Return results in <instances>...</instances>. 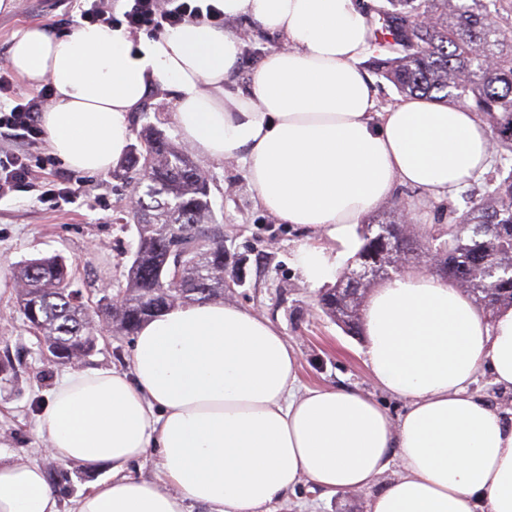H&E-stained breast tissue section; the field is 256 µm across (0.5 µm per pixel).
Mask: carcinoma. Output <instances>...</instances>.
Segmentation results:
<instances>
[{"mask_svg":"<svg viewBox=\"0 0 512 512\" xmlns=\"http://www.w3.org/2000/svg\"><path fill=\"white\" fill-rule=\"evenodd\" d=\"M375 44L372 62L404 98L468 108L490 128L496 164L481 195L461 193L465 208L458 223L470 230L448 232L441 242L448 282L463 290L489 317L512 307V0H384L374 8ZM429 22H415L419 13ZM138 137L150 147L135 158L148 181L132 213L138 244L127 268L121 306L101 297L95 310L59 255L34 258L16 272L15 296L24 323L38 342L39 355L54 364H75L96 347V332L112 336L137 333L141 324L176 305L224 298V227L217 223L209 181L180 147L150 126ZM363 244L357 262L378 249L358 229ZM185 256L181 277L171 288L175 262ZM372 282L351 293L343 280L319 298L323 312L349 333L361 332L362 306ZM101 329H96L93 317ZM23 367L0 355V382L14 383Z\"/></svg>","mask_w":512,"mask_h":512,"instance_id":"1","label":"carcinoma"}]
</instances>
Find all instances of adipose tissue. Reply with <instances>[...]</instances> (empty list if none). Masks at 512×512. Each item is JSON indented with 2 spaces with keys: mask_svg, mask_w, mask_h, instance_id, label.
<instances>
[{
  "mask_svg": "<svg viewBox=\"0 0 512 512\" xmlns=\"http://www.w3.org/2000/svg\"><path fill=\"white\" fill-rule=\"evenodd\" d=\"M217 6L282 40L249 92L230 88L237 37L206 23L155 37L89 23L16 33L13 69L53 89L41 116L52 154L108 172L130 143V113L151 90L174 88L175 124L199 154L241 162L267 212L338 244L296 246L293 265L312 288L334 279L356 228L396 185L441 199L490 169V130L476 113L421 98L376 111L361 67L377 50L362 0ZM362 322L372 379L406 406L399 420L359 390L299 389L280 328L221 302L145 323L131 371L67 369L41 414L49 451L112 469L73 512H187L191 502L272 512L304 481L329 497L377 486L367 512H512V416L471 390L484 367L512 391V307L486 318L445 278L413 270L373 288ZM152 451L161 479L125 475ZM0 512H59L38 465L0 455Z\"/></svg>",
  "mask_w": 512,
  "mask_h": 512,
  "instance_id": "1",
  "label": "adipose tissue"
}]
</instances>
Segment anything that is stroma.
<instances>
[{"instance_id": "1", "label": "stroma", "mask_w": 512, "mask_h": 512, "mask_svg": "<svg viewBox=\"0 0 512 512\" xmlns=\"http://www.w3.org/2000/svg\"><path fill=\"white\" fill-rule=\"evenodd\" d=\"M80 24L76 0H12L10 9L0 11V68L11 67L10 46L16 32L33 25L55 33L71 32ZM224 26L241 44L232 87L249 91L258 63L278 47L279 40L246 19L228 20ZM175 100L174 89L151 91L129 117L132 132L151 125L168 140L182 144L173 120ZM36 153L43 162L33 172L34 191L0 200V352L9 351L30 369L19 385L0 383V454L43 467L52 461L67 471L68 480L57 483L56 489L60 512H70L78 495L108 477L109 471L92 470L76 461H53L46 448L39 417L63 369L40 359L36 340L26 330L16 303L13 274L22 261L59 255L73 272L76 287L91 301L101 298L103 284L115 290L123 286L138 241L136 226L129 221L137 169L123 160L100 174L68 170L52 158L44 141ZM197 162L210 179L213 210L224 224V244L231 255L244 260L245 283L225 289V303L247 308L281 328L297 355L298 375L305 385L361 390L383 404L392 418H399L403 402L378 387L365 364V338L347 335L323 313L318 290L306 285L291 263L300 242L329 251L335 249V242L319 230L280 223L264 210L249 190L240 162L202 156ZM63 172L82 185L83 195L73 204L39 202L37 189ZM394 194L406 201V223L443 234L454 225L448 209L463 205L461 198L429 199L410 187H397ZM133 347V337L101 334L95 351L79 366L130 370ZM372 494L366 488L329 498L304 482L288 501L276 504L275 512H366Z\"/></svg>"}]
</instances>
